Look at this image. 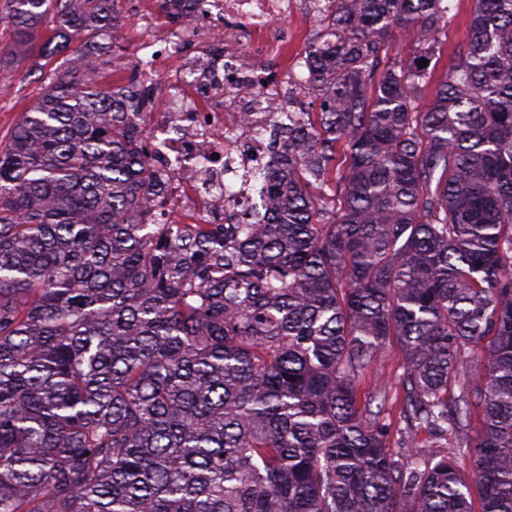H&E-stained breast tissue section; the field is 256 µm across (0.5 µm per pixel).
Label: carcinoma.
Here are the masks:
<instances>
[{"label": "carcinoma", "instance_id": "1", "mask_svg": "<svg viewBox=\"0 0 512 512\" xmlns=\"http://www.w3.org/2000/svg\"><path fill=\"white\" fill-rule=\"evenodd\" d=\"M327 2L264 208L157 228L115 0H8L0 70L54 4L58 61L0 149V512H512V0L425 112L451 0ZM131 0H118L117 19L113 28V43L117 47L107 61L96 60L99 68L106 74V80L112 87H122L129 77L134 61L140 32L135 25L134 8Z\"/></svg>", "mask_w": 512, "mask_h": 512}]
</instances>
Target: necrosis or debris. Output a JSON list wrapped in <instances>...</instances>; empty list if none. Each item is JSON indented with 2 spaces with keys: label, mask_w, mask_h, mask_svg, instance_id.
<instances>
[{
  "label": "necrosis or debris",
  "mask_w": 512,
  "mask_h": 512,
  "mask_svg": "<svg viewBox=\"0 0 512 512\" xmlns=\"http://www.w3.org/2000/svg\"><path fill=\"white\" fill-rule=\"evenodd\" d=\"M323 8L322 0H168L177 22L165 29L154 14L139 15L147 38L130 79L163 87L136 118L162 176L144 200L149 223L220 224L257 205L245 174L267 158L269 115L307 94L295 69L260 62L283 48L294 12ZM166 57L174 69H163Z\"/></svg>",
  "instance_id": "4bbe7bcc"
}]
</instances>
